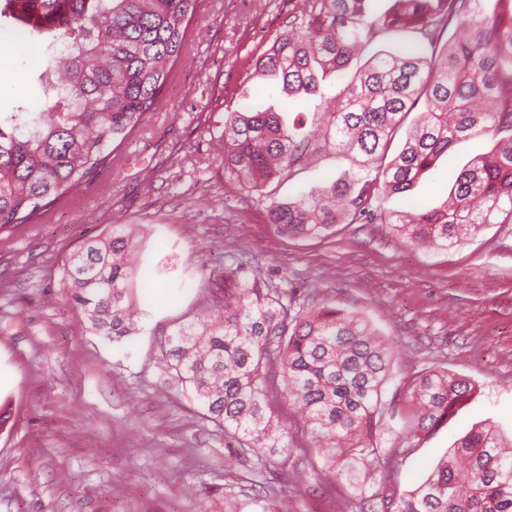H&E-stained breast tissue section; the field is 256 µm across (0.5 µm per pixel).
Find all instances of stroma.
<instances>
[{
	"label": "stroma",
	"mask_w": 512,
	"mask_h": 512,
	"mask_svg": "<svg viewBox=\"0 0 512 512\" xmlns=\"http://www.w3.org/2000/svg\"><path fill=\"white\" fill-rule=\"evenodd\" d=\"M296 0H198L189 40L148 113L76 202L53 205L38 224L0 232V512H224L273 492L278 512H350L374 493L416 489L473 426L512 435V224H488L447 250L414 247L389 224H339L322 239L278 237L267 197L291 199L354 169L324 152L264 194L224 180L217 151L229 110L287 105L322 111L340 89L285 102L253 75L257 55L285 28ZM43 52L0 22V106L26 97ZM457 142L411 191L383 194L386 211L439 207L462 167L489 151ZM132 225L139 251L130 280L144 315L139 333L111 342L86 329L62 281L65 260L112 225ZM243 257L270 285L334 296L396 350L385 405L404 400L401 380L444 368L472 381V401L413 444L386 436L397 462L366 487L325 475L318 454L255 471L184 392L166 387L160 341L203 308L218 257Z\"/></svg>",
	"instance_id": "stroma-1"
}]
</instances>
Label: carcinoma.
<instances>
[{
    "label": "carcinoma",
    "mask_w": 512,
    "mask_h": 512,
    "mask_svg": "<svg viewBox=\"0 0 512 512\" xmlns=\"http://www.w3.org/2000/svg\"><path fill=\"white\" fill-rule=\"evenodd\" d=\"M198 0H0V19L46 45L34 108L0 111V230L35 224L47 207L75 198L145 115L155 111L188 41ZM299 14L253 64L293 99L345 79L319 136L274 106L224 113V179L262 193L309 157L334 150L361 157L348 172L293 199L268 198L267 220L286 238H321L365 219L394 226L413 246L449 247L486 224H512V0H301ZM411 34L427 54L402 48L366 55L374 34ZM422 111L401 148L392 142ZM488 137L491 149L458 174L437 209L389 214L381 192L411 190L455 143ZM132 229L114 224L70 255L63 278L88 328L109 340L134 333L129 279ZM206 319L178 325L160 343L167 384L190 394L203 416L261 464L296 452L275 406L284 402L322 455L326 472L357 485L382 473L388 421L410 443L448 422L474 386L444 369L404 379V410L387 412L391 350L366 321L314 293L298 302L262 286L245 264L207 282ZM282 386L270 385L271 376ZM512 512V440L489 424L456 440L428 478L396 501L357 502V512Z\"/></svg>",
    "instance_id": "obj_1"
}]
</instances>
